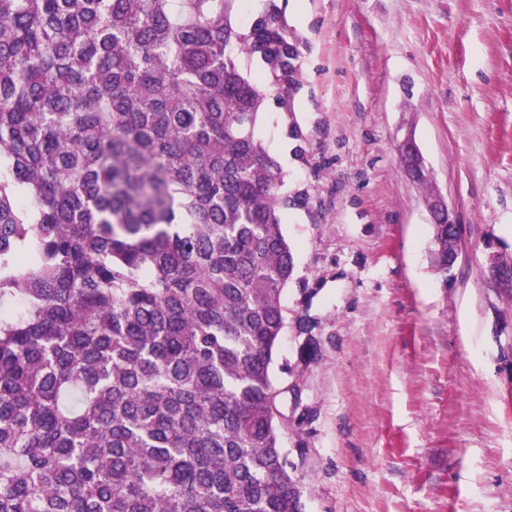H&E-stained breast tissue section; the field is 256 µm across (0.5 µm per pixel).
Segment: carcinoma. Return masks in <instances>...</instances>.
<instances>
[{
  "label": "carcinoma",
  "instance_id": "cac0c4a2",
  "mask_svg": "<svg viewBox=\"0 0 512 512\" xmlns=\"http://www.w3.org/2000/svg\"><path fill=\"white\" fill-rule=\"evenodd\" d=\"M0 0V512H304L275 0ZM436 269L454 260L432 232Z\"/></svg>",
  "mask_w": 512,
  "mask_h": 512
}]
</instances>
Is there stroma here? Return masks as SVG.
<instances>
[{
    "instance_id": "1",
    "label": "stroma",
    "mask_w": 512,
    "mask_h": 512,
    "mask_svg": "<svg viewBox=\"0 0 512 512\" xmlns=\"http://www.w3.org/2000/svg\"><path fill=\"white\" fill-rule=\"evenodd\" d=\"M283 7L303 87L258 133L310 194L284 220L296 271L273 365L305 512H512V290L483 273L512 257V0ZM408 135L431 188L403 169ZM431 190L461 232L445 275Z\"/></svg>"
}]
</instances>
